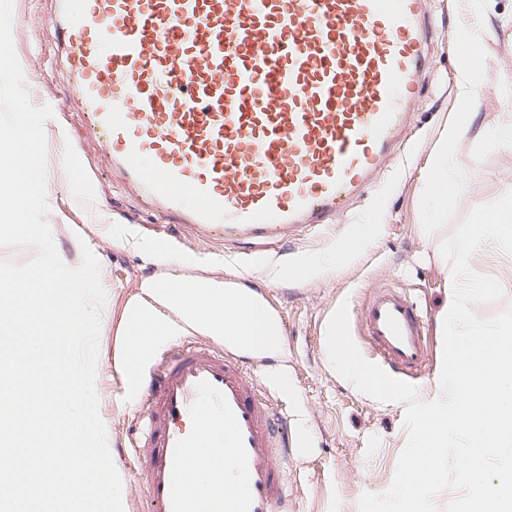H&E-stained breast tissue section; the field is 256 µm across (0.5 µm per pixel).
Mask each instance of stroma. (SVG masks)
Returning <instances> with one entry per match:
<instances>
[{"mask_svg": "<svg viewBox=\"0 0 512 512\" xmlns=\"http://www.w3.org/2000/svg\"><path fill=\"white\" fill-rule=\"evenodd\" d=\"M430 63L426 83L409 116L404 144L374 176L365 192L352 198L344 216L326 229L302 228L273 246L268 258L209 238L186 226L165 230L162 219L144 209L140 197L102 165L88 138L80 105L69 100L61 74L51 18L55 0H14L12 37L23 64L28 89L40 90L55 104L45 128L49 223L62 243L81 237L104 270L106 301L101 311L108 330L98 338L95 387L110 452L122 478L124 512H148L144 479L136 467L133 428L136 400H123L114 367L123 338V311L141 294L142 277L191 275L231 280L258 288L276 315L283 347L275 353H253L248 366L261 373L260 388L287 413L299 450L284 473L289 512H357L363 493H383L394 478L398 457L407 444L405 403L363 398L332 367L324 336L340 303H347L354 342L365 358L373 353L364 337L361 313L370 293L391 285L406 293L424 321L429 365L411 377L419 398L434 389L433 372L443 348L438 317L448 301V270L428 260L435 243L478 204L512 189V150L484 144L506 111V87L512 82V0H485L488 33L478 89L479 115L473 132L456 147L467 169L459 204L441 214L433 237L423 226L435 202L427 180L441 136L457 110L458 69L463 49L458 32L469 15L465 0H432ZM357 224H375L374 242L336 271L308 281L276 276V269L301 260L317 261ZM127 227L139 239L165 235L170 251L190 257L187 265L149 261L136 241L120 238Z\"/></svg>", "mask_w": 512, "mask_h": 512, "instance_id": "35a3bbf8", "label": "stroma"}]
</instances>
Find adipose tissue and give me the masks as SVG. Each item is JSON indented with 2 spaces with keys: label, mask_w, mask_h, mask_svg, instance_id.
<instances>
[{
  "label": "adipose tissue",
  "mask_w": 512,
  "mask_h": 512,
  "mask_svg": "<svg viewBox=\"0 0 512 512\" xmlns=\"http://www.w3.org/2000/svg\"><path fill=\"white\" fill-rule=\"evenodd\" d=\"M482 25L481 4L479 0H472L471 19L460 32L463 53L458 72V96L467 107L476 97L478 75L484 64L479 35ZM468 131V126L456 122L449 124L442 136V146L430 166L431 192L439 204L448 206L460 198L464 166L454 149ZM373 238V225H362L356 236L343 240L320 264L302 261L291 266L288 273L299 280L312 278L319 267L332 268L354 259ZM140 288L141 297L125 313L126 344L116 361L123 373L127 395H134L138 389L146 350L161 346L187 327L210 336L232 337L257 353L279 350L283 344L278 321L252 292L230 288L222 281L204 277L194 278L192 287L184 288L172 279L154 275L144 278ZM186 454L198 463L196 469L185 475L194 494L204 495L207 488L218 481L243 489L242 478L231 467L212 469L203 465V449L192 447Z\"/></svg>",
  "instance_id": "adipose-tissue-1"
}]
</instances>
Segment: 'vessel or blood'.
<instances>
[{
    "label": "vessel or blood",
    "mask_w": 512,
    "mask_h": 512,
    "mask_svg": "<svg viewBox=\"0 0 512 512\" xmlns=\"http://www.w3.org/2000/svg\"><path fill=\"white\" fill-rule=\"evenodd\" d=\"M59 64L103 163L164 221L273 243L343 211L395 153L429 62L428 0H57ZM363 327L389 366H426L407 295ZM241 348L183 345L145 373L139 469L152 512H288L287 417ZM247 490L192 494L183 451Z\"/></svg>",
    "instance_id": "obj_1"
}]
</instances>
